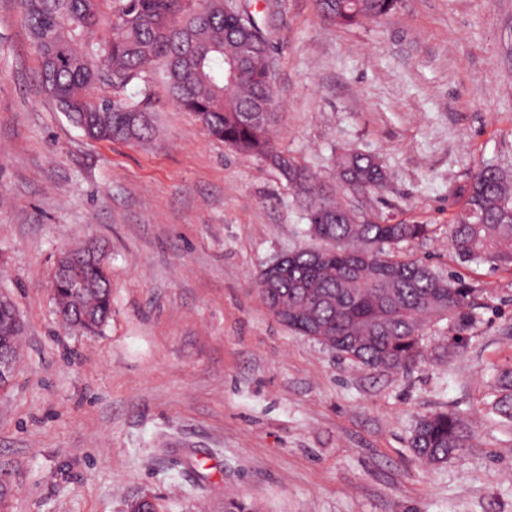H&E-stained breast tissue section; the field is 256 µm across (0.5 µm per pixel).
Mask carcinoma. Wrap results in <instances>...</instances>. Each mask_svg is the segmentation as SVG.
Returning a JSON list of instances; mask_svg holds the SVG:
<instances>
[{"label":"carcinoma","mask_w":512,"mask_h":512,"mask_svg":"<svg viewBox=\"0 0 512 512\" xmlns=\"http://www.w3.org/2000/svg\"><path fill=\"white\" fill-rule=\"evenodd\" d=\"M38 58L37 77L69 121L94 141L138 144L151 138V111L122 95L157 61L173 99L229 147L265 159L293 190L310 237L323 243L290 252L276 288L255 287L268 311L297 334L366 368L405 371L424 357L422 331L446 319L469 329L480 289L418 259L394 254L424 237L426 224H393L353 195L378 196L387 173L376 159L346 149L334 155L336 185L273 146L271 43L257 22L228 0H20ZM398 0H315L338 27L374 21ZM459 260L512 267V177L484 166L459 190L451 224ZM54 297L65 325L99 331L112 314L105 263L87 255L69 264ZM497 411L512 418V370L500 373ZM472 428L440 411L421 418L410 447L427 464L470 446Z\"/></svg>","instance_id":"obj_1"}]
</instances>
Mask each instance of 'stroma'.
I'll list each match as a JSON object with an SVG mask.
<instances>
[{"instance_id":"obj_1","label":"stroma","mask_w":512,"mask_h":512,"mask_svg":"<svg viewBox=\"0 0 512 512\" xmlns=\"http://www.w3.org/2000/svg\"><path fill=\"white\" fill-rule=\"evenodd\" d=\"M269 32L270 137L334 180L333 155L376 156L372 204L425 224L401 253L485 289L453 343L423 330L404 373L361 367L276 321L261 268L311 246L278 172L205 131L160 66L155 133L88 139L36 77L18 0H0V293L24 323L0 389V512H512V420L493 407L512 368V268L462 264L448 226L479 168L512 175V0H401L361 26L323 22L314 0H247ZM107 246L112 317L66 329L51 291L65 249ZM476 424L472 447L420 462L408 446L439 409Z\"/></svg>"}]
</instances>
